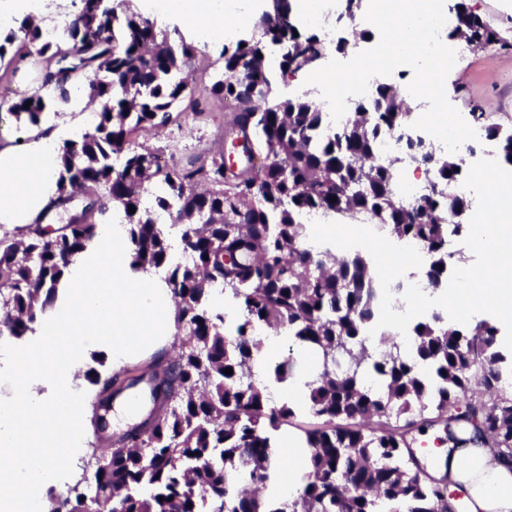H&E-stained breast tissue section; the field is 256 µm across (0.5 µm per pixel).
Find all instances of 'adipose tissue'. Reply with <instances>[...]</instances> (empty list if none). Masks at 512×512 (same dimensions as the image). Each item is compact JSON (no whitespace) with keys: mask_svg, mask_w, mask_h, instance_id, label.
I'll return each instance as SVG.
<instances>
[{"mask_svg":"<svg viewBox=\"0 0 512 512\" xmlns=\"http://www.w3.org/2000/svg\"><path fill=\"white\" fill-rule=\"evenodd\" d=\"M200 41L224 32L234 9L223 0H158ZM73 127L43 114L22 139H0V232L26 236L32 224L51 223L59 208L57 148L78 137ZM126 228L103 224L58 285L57 300L32 332L0 346V512H45L46 486L87 438L81 377L91 356L106 357L113 371L170 349L177 333V307L163 276L132 267L124 246ZM287 473L268 495L294 497L310 450L303 436L283 439ZM426 461L434 478L448 477L469 494V512H512V469L497 463L490 448L455 451Z\"/></svg>","mask_w":512,"mask_h":512,"instance_id":"1","label":"adipose tissue"}]
</instances>
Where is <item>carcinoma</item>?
I'll return each instance as SVG.
<instances>
[{
    "label": "carcinoma",
    "mask_w": 512,
    "mask_h": 512,
    "mask_svg": "<svg viewBox=\"0 0 512 512\" xmlns=\"http://www.w3.org/2000/svg\"><path fill=\"white\" fill-rule=\"evenodd\" d=\"M452 11L469 43L501 41L465 0ZM290 14L289 0H280L278 14L255 21L260 38L235 40L220 54L223 67L209 93L236 112L234 125L257 127L245 147L251 173L238 178L227 175L222 157L164 171L155 156L132 147L134 132L170 120L197 52L184 40L171 50L166 30L133 0H113L110 11L101 0H79L64 31L78 47L70 58L27 19L0 35V61L20 40L55 63L43 76L45 93L18 94L11 107L18 120L38 123L48 106L69 102L72 79L93 72L85 84L99 109L90 130L59 145V184L65 202L77 188L100 189L50 239L38 224L19 241L0 238V337L32 330L65 269L96 235L98 225L87 220L94 213L128 226L132 265L165 271L177 302L176 354L140 371L91 376L101 394L110 389L117 397L141 383L148 389L151 408L139 426L96 458L92 491L117 496L121 512H378L382 503L397 505L394 512H448L447 478H429L416 448L430 428L443 445L494 448V459L512 467V397L498 392L512 356L502 351L500 326L483 319L458 329L434 313L414 325L413 355L385 336L373 346L368 333L380 317L381 290L371 257L352 250L339 258L329 244L312 248L304 223L311 213L350 217L418 243L429 256L422 278L436 291L455 257L448 235L464 230L448 223V210L469 207L463 196H445L462 172L461 157L426 158L431 185L409 205L399 198L394 162L377 157L379 138L405 128L411 115L392 87L377 85L338 132L305 95L271 99L265 43L288 47L279 61L284 75L313 68L328 50L317 34L289 23ZM471 118L486 124L512 163V130L484 112ZM201 183L212 188L200 191ZM214 292L238 310L229 332ZM263 326L286 328L296 343L322 353L309 384L308 414L319 421L306 431L309 473L291 501L260 495L270 432L296 417L252 371ZM296 370L287 355L274 374L285 381ZM367 373L379 391L364 386ZM85 493L76 483L59 498L58 512H83Z\"/></svg>",
    "instance_id": "obj_1"
}]
</instances>
